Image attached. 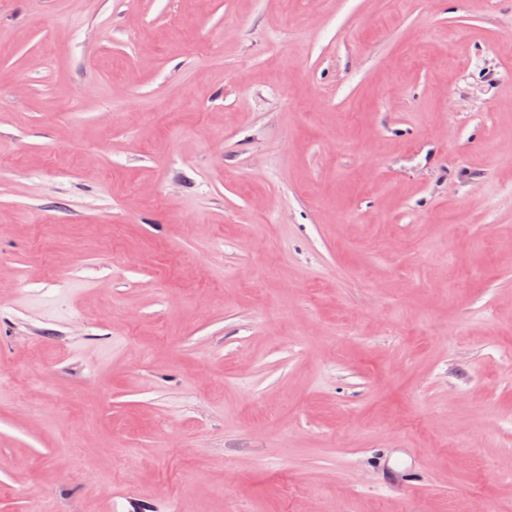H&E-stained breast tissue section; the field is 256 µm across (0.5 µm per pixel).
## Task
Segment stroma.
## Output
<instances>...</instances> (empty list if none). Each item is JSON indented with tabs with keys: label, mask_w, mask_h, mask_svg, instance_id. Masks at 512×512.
I'll return each instance as SVG.
<instances>
[{
	"label": "stroma",
	"mask_w": 512,
	"mask_h": 512,
	"mask_svg": "<svg viewBox=\"0 0 512 512\" xmlns=\"http://www.w3.org/2000/svg\"><path fill=\"white\" fill-rule=\"evenodd\" d=\"M512 512V0H0V512Z\"/></svg>",
	"instance_id": "35a3bbf8"
}]
</instances>
